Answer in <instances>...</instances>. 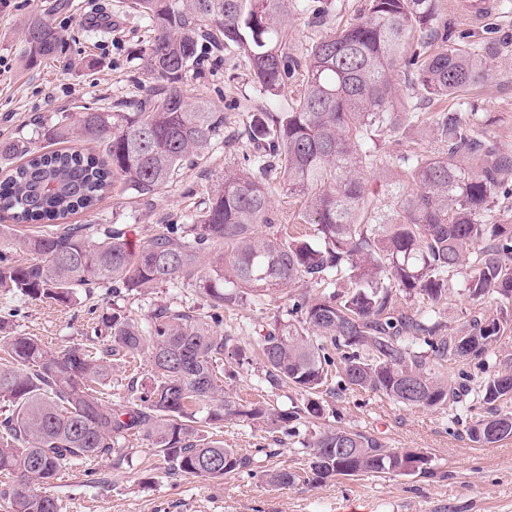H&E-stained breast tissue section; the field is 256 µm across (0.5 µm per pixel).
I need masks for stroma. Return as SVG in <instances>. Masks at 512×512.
I'll return each mask as SVG.
<instances>
[{
  "label": "stroma",
  "mask_w": 512,
  "mask_h": 512,
  "mask_svg": "<svg viewBox=\"0 0 512 512\" xmlns=\"http://www.w3.org/2000/svg\"><path fill=\"white\" fill-rule=\"evenodd\" d=\"M495 2L492 16L479 25L460 17L448 0H443L441 11L450 30L467 34L493 60L491 77L471 94L455 99L454 109L469 112L471 97H479V135L512 149V0ZM362 6L363 0H337L336 8L319 18L292 13V44L311 45L334 32L338 22L355 17ZM38 7L49 10L63 34L59 56L53 60L31 58L22 37L24 20ZM150 38L146 20L127 8L126 0H0V141L40 148L47 144L45 128L58 120L73 122L80 113L100 108L125 109L140 86L151 81L140 62ZM216 57L217 65L205 66L185 90L223 112L228 129L241 127L246 109L263 106L284 112L291 106L293 88L273 97L255 91L247 63L236 50H219ZM234 160L229 151L219 150L206 162L185 169L179 182L150 201L112 194L94 211L77 213L69 221L95 227L117 224L131 244H139L158 225L184 223L203 201L207 187ZM205 302L196 289L166 285L142 297H115L103 288H82L70 307L0 291V316L8 318L16 332L38 337L53 351L80 345L94 352L101 347L92 337L97 314L121 310L144 320L161 303L193 311ZM402 306L411 312L436 311L443 332L451 336L459 335L476 315L501 321L499 337L482 358L452 360L440 370L452 384L471 389V396L461 403L407 407L370 390H338L331 379L327 385L332 392L323 399L324 418L312 425L299 424L293 436L236 418L213 426L201 411L200 428L249 457V470L221 481L185 479L172 474L149 438L131 431L115 441L120 466L108 459L86 461L55 480L48 492L57 499L59 512H512V438L483 446L467 434L470 424L487 412L475 390L512 367V301L493 295L473 298L465 274L459 273L449 277L448 293L438 304L406 298ZM286 307L285 301L267 298L244 302L225 314L224 329L239 345L252 347ZM149 375L147 359L114 357L112 375L102 388L105 401L126 402L130 378ZM222 385L245 403L260 401L285 410L302 402L294 387L270 386L259 368L248 364L237 366ZM336 426L368 432L389 448L425 452L434 473L339 477L314 486L268 482V474L279 469L302 471L303 440Z\"/></svg>",
  "instance_id": "35a3bbf8"
}]
</instances>
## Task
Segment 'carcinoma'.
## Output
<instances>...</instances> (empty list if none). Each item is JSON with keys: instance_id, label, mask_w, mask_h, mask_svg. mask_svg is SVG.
Masks as SVG:
<instances>
[{"instance_id": "carcinoma-1", "label": "carcinoma", "mask_w": 512, "mask_h": 512, "mask_svg": "<svg viewBox=\"0 0 512 512\" xmlns=\"http://www.w3.org/2000/svg\"><path fill=\"white\" fill-rule=\"evenodd\" d=\"M304 0H130L128 7L153 31L143 67L153 80L127 111L84 112L45 135L55 144L79 139L103 154L74 149L33 152L0 142V156L24 155L0 180V217L56 228L16 236L0 225V289L62 306L77 289L148 294L162 285L198 288L208 304L195 314L172 306L153 310L147 323L113 311L101 316L105 347L97 355L73 346L57 353L35 336L0 319V484L10 512H59L43 491L76 460L111 456L116 436L139 430L160 449L174 474L222 480L248 469L249 458L206 437L196 414L229 417L281 429L320 419L330 367L343 388L372 390L408 406L459 401L455 387L433 373L448 361L481 357L499 322L473 317L462 336H446L432 314L407 313L398 293L430 304L448 292V275L474 251L468 290L512 300V224L492 215L495 195L512 178V156L478 138L477 113L451 108L432 115L442 151L429 155L405 143L402 129L420 102L455 98L487 80L492 66L472 43L448 42L440 32V0H364L353 22L299 49L288 43V7ZM29 53L53 58L62 35L46 12L23 26ZM234 47L255 89L296 96L286 112L255 108L243 130L224 133V113L191 101L183 86L202 62L203 42ZM403 74L411 93L400 91ZM395 138L388 159L372 134ZM238 152L201 207L184 224H160L136 247L112 226L65 224L94 208L114 189L143 200L169 188L188 166L216 148ZM384 173L393 204L378 205L368 174ZM304 200L298 214L309 232L294 236L275 223L269 181ZM35 255L17 263L14 244ZM321 289L310 295L306 285ZM280 295L285 316L275 320L258 349H245L224 331V312L247 300ZM423 342L425 353L415 351ZM241 364L259 360L268 384L289 385L302 405L270 409L244 405L219 385L224 354ZM147 358L150 381L134 380L133 396L114 405L96 386L108 380L112 357ZM487 414L467 429L472 441L512 437V374H496L478 390ZM358 449L342 455L341 445ZM304 482L338 476L426 475L432 459L421 451L385 447L375 436L336 427L305 445Z\"/></svg>"}]
</instances>
